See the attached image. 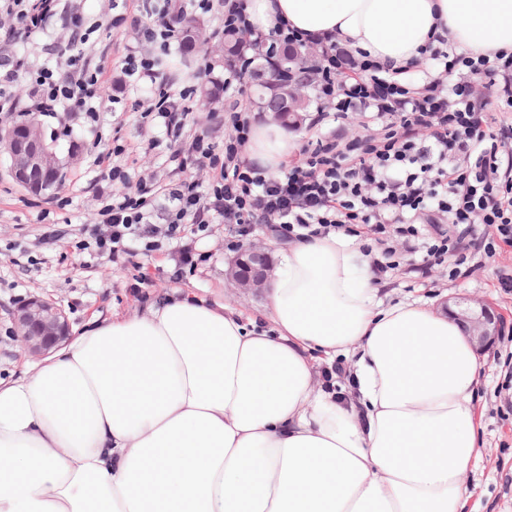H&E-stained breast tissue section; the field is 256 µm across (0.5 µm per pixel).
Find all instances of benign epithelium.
Wrapping results in <instances>:
<instances>
[{"instance_id": "1", "label": "benign epithelium", "mask_w": 512, "mask_h": 512, "mask_svg": "<svg viewBox=\"0 0 512 512\" xmlns=\"http://www.w3.org/2000/svg\"><path fill=\"white\" fill-rule=\"evenodd\" d=\"M0 141L10 146V170L14 180L31 192H42L51 167L50 150L28 131H0ZM272 269L269 247L248 243L231 262L227 277L236 288L259 291L269 286ZM453 316L465 324L468 337L478 350L483 351L493 344L499 320L489 305L472 302ZM14 327L23 350L35 358L49 356L71 338L70 322L62 306L40 296L30 297L16 310Z\"/></svg>"}]
</instances>
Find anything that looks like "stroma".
Here are the masks:
<instances>
[{"instance_id":"stroma-1","label":"stroma","mask_w":512,"mask_h":512,"mask_svg":"<svg viewBox=\"0 0 512 512\" xmlns=\"http://www.w3.org/2000/svg\"><path fill=\"white\" fill-rule=\"evenodd\" d=\"M114 111L101 113L96 127L74 124L63 132L59 118L38 115L47 139L52 140L67 182L34 195L18 186L8 173V159L0 153V379L19 374L30 358L15 338L13 314L18 305L38 295L54 300L66 310L72 328H81L91 318L142 312L149 298L178 286L210 300L226 302L247 316L265 312L267 296L231 288L226 273L232 259L224 251V225L197 248L210 253V260L195 274L173 280L175 263L167 250L136 258L135 265L120 267L110 258L78 250L87 239L97 195L106 183L86 169L85 159L95 141L119 139L131 147L141 166H160L167 152L166 140L157 148L142 143L135 102L139 95L118 90ZM64 227L68 235L55 244L43 243L45 224ZM512 267V249L485 263L472 276L449 280L445 270H433L425 285L393 276L377 278L375 286L383 303L427 302L443 307L445 302L479 299L492 306L501 318V338L480 352L482 370L472 405L482 429V449L476 466L466 477L471 497L466 512H512V410L504 405V374L512 369V288L499 280L501 268ZM152 283L141 293L138 279Z\"/></svg>"}]
</instances>
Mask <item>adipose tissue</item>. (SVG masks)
<instances>
[{
  "mask_svg": "<svg viewBox=\"0 0 512 512\" xmlns=\"http://www.w3.org/2000/svg\"><path fill=\"white\" fill-rule=\"evenodd\" d=\"M249 14L392 71L448 34L512 51V0H251ZM293 148L260 125L248 158L275 173ZM277 258L270 328L176 288L0 380V512H462L481 368L462 324L383 304L345 236ZM339 357L343 397L319 373Z\"/></svg>",
  "mask_w": 512,
  "mask_h": 512,
  "instance_id": "1",
  "label": "adipose tissue"
}]
</instances>
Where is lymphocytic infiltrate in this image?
<instances>
[{"mask_svg": "<svg viewBox=\"0 0 512 512\" xmlns=\"http://www.w3.org/2000/svg\"><path fill=\"white\" fill-rule=\"evenodd\" d=\"M183 4L142 0L138 11L122 12L118 0H110L108 27L130 37L116 72L106 56L88 49L91 30L78 5L0 0V54L11 59L0 73V125L12 124L23 108L93 125L112 108L107 78L133 77L157 87L140 117L164 127L169 164L207 173L203 188L192 178L164 181L147 168L131 174L117 162L124 153L119 145L93 154L92 166L123 187L99 199L91 230L97 254L124 266L137 252L167 246L180 278L206 262L195 243L216 224L232 226L230 251L259 224L284 243L349 233L358 224L380 247L371 263L376 275L404 265L425 277L444 266L457 279L468 277L480 258L512 247V120L501 115L512 108L511 52L475 54L450 40L427 47L421 57L431 70L422 84L410 86L369 55L337 48L334 38L310 37L285 24L257 28L247 0H194L196 9L218 10L223 31L247 35L258 52L271 43L309 49L305 71L319 101L312 125L366 119L359 136H317L280 175L247 160L252 121L242 104L211 113V128L202 131L190 119L195 87L162 80L160 57L183 38ZM59 12L66 18L55 45L61 67L34 69L15 58L14 48L45 33ZM21 81L23 101L14 93ZM218 129L224 132L219 141L213 137Z\"/></svg>", "mask_w": 512, "mask_h": 512, "instance_id": "1", "label": "lymphocytic infiltrate"}]
</instances>
